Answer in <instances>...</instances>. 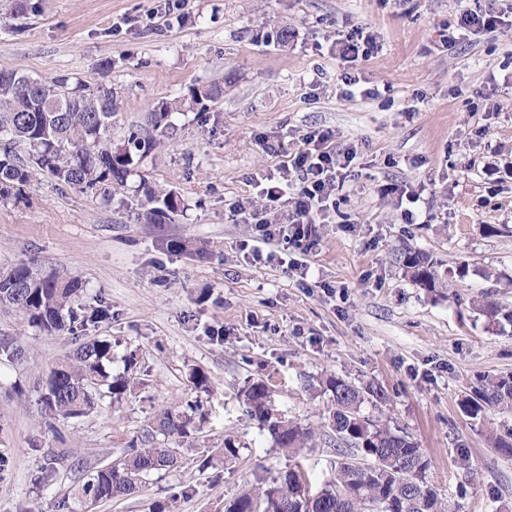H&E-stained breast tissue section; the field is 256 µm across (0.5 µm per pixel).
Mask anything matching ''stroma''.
<instances>
[{"label": "stroma", "instance_id": "1", "mask_svg": "<svg viewBox=\"0 0 512 512\" xmlns=\"http://www.w3.org/2000/svg\"><path fill=\"white\" fill-rule=\"evenodd\" d=\"M35 3L17 14L0 0V70L112 86L115 138L144 125L158 100L215 82L224 95L207 121L175 114L176 135L145 163L149 180L185 204L172 222L148 223L129 191L105 207L45 175L0 203V269L29 261L78 277L80 304L112 308L77 337L47 335L0 307V342L24 351L0 357V512H52L73 491L65 464L49 486L35 485L48 450L95 470L161 406L195 398L205 418L196 445H179L180 467L94 512H148L181 482L196 494L179 512H224L225 499L289 467L244 416L238 388L267 378L280 412L317 426L327 398L305 382L334 373L387 391V416L424 449L450 512H512V456L487 439L512 428V412L479 424L459 406L477 375H512V323L473 309L512 304V29L456 35L464 12H503L512 0H188L178 16L167 0ZM283 26L294 38L267 41ZM357 29L378 48L349 91L336 41ZM322 129L357 158L315 245L295 256L229 206L247 202L276 221L258 183ZM404 190L421 194L412 224ZM488 224L507 231L487 235ZM405 249L430 255L446 290L415 285L395 260ZM84 337L114 340L113 373L135 355L134 383L120 404L48 427L37 381ZM195 369L208 391L192 386ZM228 436L243 445L239 459L199 470L198 449Z\"/></svg>", "mask_w": 512, "mask_h": 512}]
</instances>
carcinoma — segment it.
Returning a JSON list of instances; mask_svg holds the SVG:
<instances>
[{"mask_svg": "<svg viewBox=\"0 0 512 512\" xmlns=\"http://www.w3.org/2000/svg\"><path fill=\"white\" fill-rule=\"evenodd\" d=\"M18 72L0 70V202L8 201L35 176L48 174L59 187L89 192L106 207L112 205V188H124L129 178L138 177L134 192L149 218L156 224L172 219L184 207L170 191L152 185L141 174L143 162L162 144V138L177 130L173 114L192 110L204 118L207 102L219 99L223 87L211 85L209 98L190 91L188 102L159 100L147 113V127L128 130L114 143V117L119 106L112 88L87 85L72 73L49 80L28 78L33 85L30 97L21 95L13 82ZM24 145L21 157L15 146ZM396 260L405 273L430 292L443 287L434 261L422 252L404 250ZM82 283L62 280L44 273L30 262L0 271V306L22 313L41 331L54 335L86 326L112 316L108 306L85 309L74 306ZM482 312L491 321L512 322V309L487 303ZM112 341L92 339L57 361L37 385L36 404L50 420H78L91 414L104 398L114 403L123 398L132 384L128 374L136 365L129 356L126 372L112 375ZM329 394L330 404L324 427L331 431L330 452L336 457L329 476L310 492L299 459L315 447L317 432L310 424L285 417L272 402L269 380L250 378L238 391V398L250 421L268 433L273 447L293 461V467L256 487L245 489L224 501V512H446L438 489L428 477L429 460L418 443L389 420L383 408L389 396L380 386L358 385L346 377L330 375L318 381ZM378 410L376 417L362 413L364 404ZM202 401L161 408L129 441L122 454L108 464L84 475L80 461L71 468L81 483L77 498L87 508L131 496L138 492L144 477L177 467V449L162 446L157 436L178 444L196 434V419L203 418ZM468 418L482 421L496 410H512V375L481 374L470 393L460 401ZM492 447L512 455V430L491 431ZM242 446L231 437L224 447L205 449L199 469L212 465L214 456L231 462ZM66 455L50 452L35 482L46 486L56 473V464ZM196 494L192 485H181L163 500L150 504L149 512H173L180 500Z\"/></svg>", "mask_w": 512, "mask_h": 512, "instance_id": "carcinoma-1", "label": "carcinoma"}]
</instances>
